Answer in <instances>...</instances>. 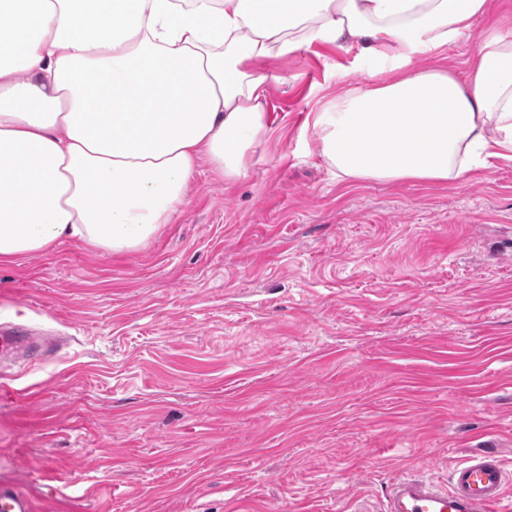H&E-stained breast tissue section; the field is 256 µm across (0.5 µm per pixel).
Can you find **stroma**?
<instances>
[{
	"mask_svg": "<svg viewBox=\"0 0 512 512\" xmlns=\"http://www.w3.org/2000/svg\"><path fill=\"white\" fill-rule=\"evenodd\" d=\"M512 0L411 67L464 75ZM272 132L133 253L66 240L0 263V480L33 512H381L482 450L512 473V160L458 182L337 180L307 128L391 79L358 46L264 60ZM31 330L22 325H12L9 330H5L4 325H0V360L3 355L19 354V358L26 364H34L42 356L48 353L52 346V341L48 337L31 336Z\"/></svg>",
	"mask_w": 512,
	"mask_h": 512,
	"instance_id": "obj_1",
	"label": "stroma"
}]
</instances>
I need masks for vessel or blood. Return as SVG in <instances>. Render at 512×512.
Masks as SVG:
<instances>
[{
	"mask_svg": "<svg viewBox=\"0 0 512 512\" xmlns=\"http://www.w3.org/2000/svg\"><path fill=\"white\" fill-rule=\"evenodd\" d=\"M51 346L50 338L33 336L28 327L0 325V356L16 355L32 364ZM511 480L500 453L483 451L457 466L446 488L422 472L395 478L382 512H496ZM0 512H32L31 501L16 486L1 482Z\"/></svg>",
	"mask_w": 512,
	"mask_h": 512,
	"instance_id": "b4317fda",
	"label": "vessel or blood"
}]
</instances>
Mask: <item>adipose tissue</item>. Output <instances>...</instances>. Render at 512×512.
Listing matches in <instances>:
<instances>
[{"instance_id":"adipose-tissue-1","label":"adipose tissue","mask_w":512,"mask_h":512,"mask_svg":"<svg viewBox=\"0 0 512 512\" xmlns=\"http://www.w3.org/2000/svg\"><path fill=\"white\" fill-rule=\"evenodd\" d=\"M487 0H0V262L63 240L133 252L227 181L269 134L255 62L361 44L403 75L314 113L341 180L461 181L512 160V34L465 76L407 71L457 43Z\"/></svg>"}]
</instances>
